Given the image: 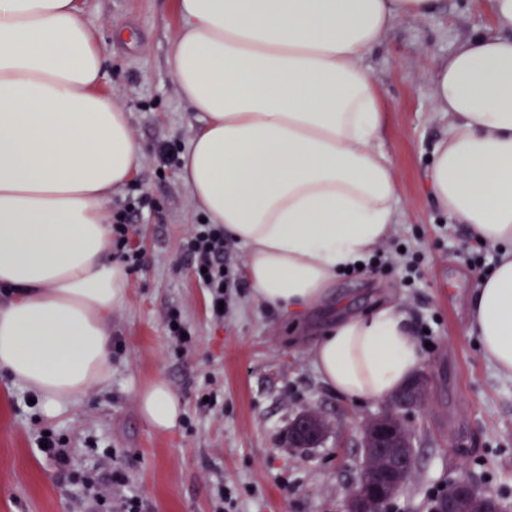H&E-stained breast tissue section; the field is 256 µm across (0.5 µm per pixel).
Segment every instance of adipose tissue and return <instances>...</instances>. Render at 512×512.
I'll return each mask as SVG.
<instances>
[{"label":"adipose tissue","mask_w":512,"mask_h":512,"mask_svg":"<svg viewBox=\"0 0 512 512\" xmlns=\"http://www.w3.org/2000/svg\"><path fill=\"white\" fill-rule=\"evenodd\" d=\"M439 0H178L170 64L203 126L181 178L209 223L244 250L258 303L327 300L397 221L399 182L378 146L382 108L365 58L403 17ZM496 33L462 43L434 75L448 135L428 183L499 261L469 297V335L512 376V0ZM104 48L77 0H0V371L50 418L112 377L105 323L126 299L110 258V202L142 147L100 90ZM320 380L355 402L389 399L424 357L402 307L337 311L310 351ZM156 432L183 405L155 380L137 394Z\"/></svg>","instance_id":"1"}]
</instances>
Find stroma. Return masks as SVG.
I'll list each match as a JSON object with an SVG mask.
<instances>
[{
	"label": "stroma",
	"instance_id": "35a3bbf8",
	"mask_svg": "<svg viewBox=\"0 0 512 512\" xmlns=\"http://www.w3.org/2000/svg\"><path fill=\"white\" fill-rule=\"evenodd\" d=\"M79 6L106 47L102 89L129 112L143 147L112 209L135 206L130 245L144 262L130 272L126 301L107 323V386L49 418L26 404L27 388L0 372V512H97L93 500L73 498L70 475L37 452L35 439L45 429L65 439L73 473L93 467L103 480L122 469L144 512H345L362 461L361 423L387 404L342 399L319 379L310 346L329 310L307 313L300 325L252 304L236 246L228 264L237 286L223 320H214L182 256L201 214L178 162L161 161L159 152L184 153L201 119L182 101L169 64L181 27L176 0H79ZM492 30L487 0H443L428 18L397 20L365 60L381 92L379 144L399 176V222L384 249L413 255L420 278L417 287H405L393 265L341 276L336 294L358 312L392 296L414 329H433L423 352V403L401 415L415 464L388 512H430L440 487L461 477L512 508V377L484 359L465 328L468 296L480 278L471 258L482 246L439 208L427 179L433 148L448 132L446 109L434 97L435 68L469 37ZM172 311L190 334L179 347L165 322ZM155 379L184 405L165 434L143 421L135 399ZM207 394L216 397L210 409L203 404ZM306 410L320 413L330 432L320 446L289 447L288 426Z\"/></svg>",
	"mask_w": 512,
	"mask_h": 512
}]
</instances>
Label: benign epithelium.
<instances>
[{
    "mask_svg": "<svg viewBox=\"0 0 512 512\" xmlns=\"http://www.w3.org/2000/svg\"><path fill=\"white\" fill-rule=\"evenodd\" d=\"M425 378L417 376L381 415L363 423V463L358 477L352 484L348 500L356 504L355 512H384L388 500L397 496L407 484L413 466L414 449L406 441L408 451L393 456L384 455L399 435L401 411L417 408L424 400ZM327 426L321 416L313 411L303 412L292 422L288 431V447L309 448L321 442ZM481 499L486 512H504L499 498L479 487L470 479L462 478L448 490L446 512H459L462 502Z\"/></svg>",
    "mask_w": 512,
    "mask_h": 512,
    "instance_id": "benign-epithelium-1",
    "label": "benign epithelium"
}]
</instances>
